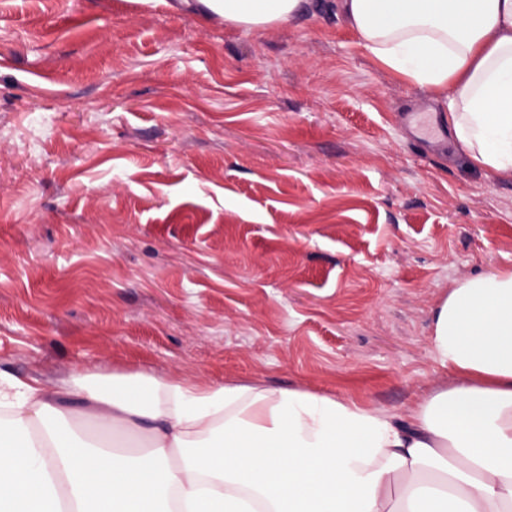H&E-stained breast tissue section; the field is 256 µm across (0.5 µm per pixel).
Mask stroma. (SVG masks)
<instances>
[{
    "label": "stroma",
    "instance_id": "1",
    "mask_svg": "<svg viewBox=\"0 0 512 512\" xmlns=\"http://www.w3.org/2000/svg\"><path fill=\"white\" fill-rule=\"evenodd\" d=\"M512 270V180L329 0L266 29L0 0V371L302 389L407 415L450 288Z\"/></svg>",
    "mask_w": 512,
    "mask_h": 512
}]
</instances>
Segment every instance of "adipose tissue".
<instances>
[{
	"label": "adipose tissue",
	"mask_w": 512,
	"mask_h": 512,
	"mask_svg": "<svg viewBox=\"0 0 512 512\" xmlns=\"http://www.w3.org/2000/svg\"><path fill=\"white\" fill-rule=\"evenodd\" d=\"M309 0H172L269 28ZM385 69L439 103L454 143L512 179V0H330ZM434 359L458 382L397 416L352 400L141 373L48 390L0 373V512H512V271L451 288ZM91 410L98 437L68 423ZM147 444L125 450L116 429Z\"/></svg>",
	"instance_id": "obj_1"
}]
</instances>
